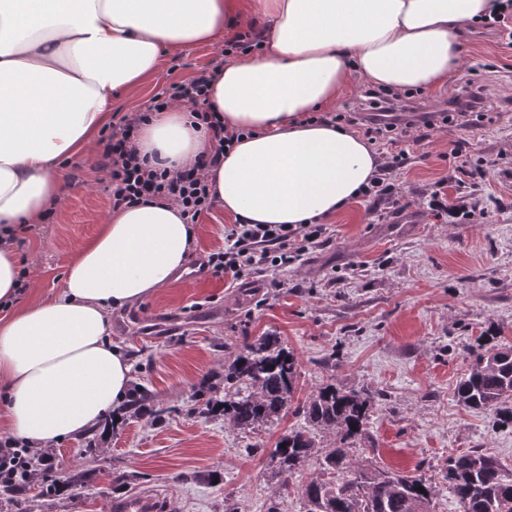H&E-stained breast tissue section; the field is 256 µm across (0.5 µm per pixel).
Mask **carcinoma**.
I'll use <instances>...</instances> for the list:
<instances>
[{
  "label": "carcinoma",
  "mask_w": 512,
  "mask_h": 512,
  "mask_svg": "<svg viewBox=\"0 0 512 512\" xmlns=\"http://www.w3.org/2000/svg\"><path fill=\"white\" fill-rule=\"evenodd\" d=\"M467 369L456 387L462 405L490 412L493 426H512V347L497 344L495 336H481L464 351ZM300 376L296 353L276 336H261L245 345L224 368V387L204 384L202 413L251 432L279 418L291 406ZM380 394L372 390L343 389L334 384L318 388L299 408L304 425L291 429L273 448L279 487L305 468L319 462V477L302 487L306 512H431L435 483L422 474H403L354 462L352 445L365 435ZM168 412L142 386L126 408L130 418ZM333 436L325 447L316 434ZM54 454L39 450L25 477L26 512H50L53 505L85 488L88 469L77 467L63 478L45 471L42 458ZM110 449L98 437L85 439L82 455L89 463H108ZM443 480L462 512H512V475L499 460L475 449L448 459Z\"/></svg>",
  "instance_id": "cac0c4a2"
}]
</instances>
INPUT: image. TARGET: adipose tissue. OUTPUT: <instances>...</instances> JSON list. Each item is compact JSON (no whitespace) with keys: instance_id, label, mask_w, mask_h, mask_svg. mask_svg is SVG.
Instances as JSON below:
<instances>
[{"instance_id":"adipose-tissue-1","label":"adipose tissue","mask_w":512,"mask_h":512,"mask_svg":"<svg viewBox=\"0 0 512 512\" xmlns=\"http://www.w3.org/2000/svg\"><path fill=\"white\" fill-rule=\"evenodd\" d=\"M506 0H256L263 48L227 62L210 99L240 140L212 169L216 197L244 224H310L360 195L377 159L357 135L309 113L363 80L434 88L459 64L460 37ZM249 24L238 0H0V425L49 448L97 427L130 396L112 313L179 278L196 225L164 198L112 211L67 263L59 291L19 304L14 248L60 194L59 163L94 149L113 96L136 94L169 49ZM210 145L189 113H154L136 147L175 172Z\"/></svg>"}]
</instances>
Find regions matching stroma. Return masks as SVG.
I'll return each instance as SVG.
<instances>
[{"label": "stroma", "mask_w": 512, "mask_h": 512, "mask_svg": "<svg viewBox=\"0 0 512 512\" xmlns=\"http://www.w3.org/2000/svg\"><path fill=\"white\" fill-rule=\"evenodd\" d=\"M223 47L219 40L167 53L137 95L113 98V113L135 111L212 67ZM468 76L494 87L485 117L375 149L382 164L405 152L388 176L409 203L405 214L391 200L359 196L325 219V244L293 264L241 284L207 273L180 278L166 293L113 312L112 341L140 363L133 384L149 388L167 412L159 421L115 424L106 439L110 467L93 474L90 491L61 500L53 512H113V503L139 495L155 497L161 512H267L273 505L305 512L300 488L318 476L317 463L282 492L266 450L302 425L297 406L326 383L383 396L368 438L353 450L357 462L438 480L449 457L479 448L512 471V428L493 427L489 413L455 398L466 346L488 330L512 345V45L473 28L462 37L453 80L412 94L433 108ZM97 158H71L59 172L50 219L19 230L16 253L27 271L20 302L53 295L78 244L111 211ZM437 191L457 213L430 209ZM233 221L218 206L201 216L190 265L223 248ZM264 335L295 351L301 375L293 409L246 435L203 415L194 395L201 384L222 382L225 361ZM331 352L332 371L323 365ZM213 470L221 481L205 480ZM434 512H458L439 480Z\"/></svg>", "instance_id": "35a3bbf8"}]
</instances>
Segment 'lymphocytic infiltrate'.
Here are the masks:
<instances>
[{
  "label": "lymphocytic infiltrate",
  "mask_w": 512,
  "mask_h": 512,
  "mask_svg": "<svg viewBox=\"0 0 512 512\" xmlns=\"http://www.w3.org/2000/svg\"><path fill=\"white\" fill-rule=\"evenodd\" d=\"M215 74V69H204L187 81L171 84L153 96L145 109L125 113L113 122L109 133L102 135L98 166L107 174L105 190L113 208L164 198L180 206L186 223L195 224L215 206L207 172L223 160L226 149L232 148L239 137L237 131L225 127L209 101V86ZM175 103L184 105L198 124L206 127L211 148L193 167L173 174L140 159L133 140L138 127L152 113ZM337 118L377 143L409 136L422 127L434 128L439 115L417 110L400 95L370 88L364 90L362 100L352 111L338 113ZM325 233L321 224H232L224 229L222 250L210 254L206 267L212 276L236 282L245 275L293 263L310 249L321 246Z\"/></svg>",
  "instance_id": "lymphocytic-infiltrate-1"
}]
</instances>
